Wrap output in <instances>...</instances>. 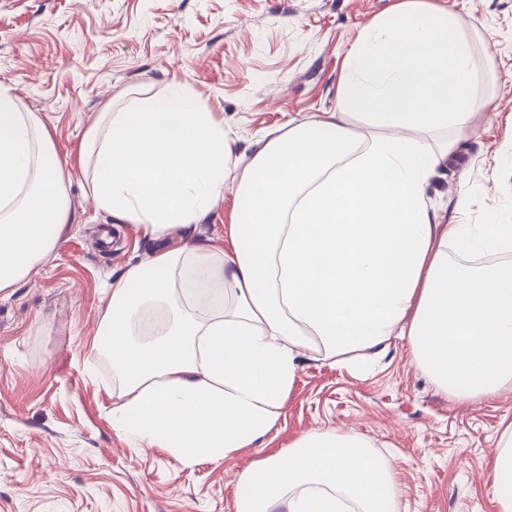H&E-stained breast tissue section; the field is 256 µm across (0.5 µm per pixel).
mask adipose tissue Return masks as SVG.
I'll list each match as a JSON object with an SVG mask.
<instances>
[{"label": "adipose tissue", "mask_w": 512, "mask_h": 512, "mask_svg": "<svg viewBox=\"0 0 512 512\" xmlns=\"http://www.w3.org/2000/svg\"><path fill=\"white\" fill-rule=\"evenodd\" d=\"M489 101L459 15L400 0L350 47L335 110L261 136L248 163L184 84L98 113L78 157L91 202L160 243L113 281L94 338L121 380L113 430L167 448L184 468L226 458L277 425L301 357L376 359L394 336L454 398L512 384V264L448 263L452 245L512 249V224H443L425 195ZM363 125L377 137L364 140ZM441 129L451 137L421 142ZM230 184L227 252L194 231ZM70 185L45 124L0 83V291L54 252L72 219ZM172 236L181 247H162ZM177 287L209 317L186 313ZM151 303L167 318L140 344ZM491 486L497 512H512V423ZM400 495L396 471L363 437L311 431L241 472L235 512H401Z\"/></svg>", "instance_id": "1"}]
</instances>
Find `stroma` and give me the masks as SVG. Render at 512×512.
<instances>
[{"label": "stroma", "mask_w": 512, "mask_h": 512, "mask_svg": "<svg viewBox=\"0 0 512 512\" xmlns=\"http://www.w3.org/2000/svg\"><path fill=\"white\" fill-rule=\"evenodd\" d=\"M399 0H0V82L72 165L74 220L54 253L0 293V512H234L241 471L312 430L355 432L397 472L404 512H496L488 471L512 387L467 402L410 362L405 338L359 374L302 357L276 427L253 448L181 468L112 428V362L92 341L129 265L158 244L85 200L76 163L122 91L187 85L223 117L236 153L336 107L349 47ZM476 27L493 100L426 196L445 224L512 217V0H430ZM472 197L459 208L462 191ZM237 199L195 236L230 248Z\"/></svg>", "instance_id": "stroma-1"}]
</instances>
